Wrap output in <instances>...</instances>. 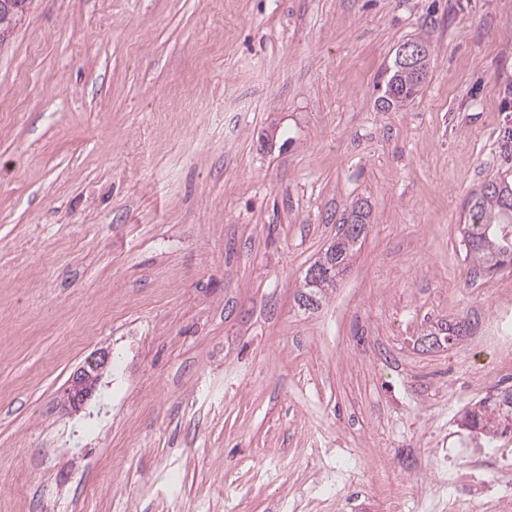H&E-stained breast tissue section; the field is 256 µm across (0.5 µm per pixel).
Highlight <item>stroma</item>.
Returning <instances> with one entry per match:
<instances>
[{
	"label": "stroma",
	"mask_w": 512,
	"mask_h": 512,
	"mask_svg": "<svg viewBox=\"0 0 512 512\" xmlns=\"http://www.w3.org/2000/svg\"><path fill=\"white\" fill-rule=\"evenodd\" d=\"M430 44L398 108L374 86ZM512 181V0H35L0 50V512H448L512 504L454 401L512 269L461 226ZM369 229L318 307L307 268ZM476 320L452 348L419 339ZM94 396L66 412L85 360ZM450 449L441 459L440 449ZM109 354L100 353L82 366L72 377L66 389L68 405L77 410L92 396L98 383L100 372L107 367ZM91 366V369L89 368Z\"/></svg>",
	"instance_id": "35a3bbf8"
}]
</instances>
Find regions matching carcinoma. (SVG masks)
I'll return each instance as SVG.
<instances>
[{
	"label": "carcinoma",
	"instance_id": "1",
	"mask_svg": "<svg viewBox=\"0 0 512 512\" xmlns=\"http://www.w3.org/2000/svg\"><path fill=\"white\" fill-rule=\"evenodd\" d=\"M414 70L393 66L379 86V101L385 108L400 106L412 99L417 91L413 84ZM512 198V185L497 179L487 181L479 194L471 199L469 224L465 225L466 257L473 262L472 269L485 272L512 267V235L505 231L512 227V207L506 200ZM369 211L365 205L352 206L348 217L342 221L341 235L325 251L323 276L319 281H304V305L312 306L321 300L325 291L335 287L336 277L344 271L361 234L352 231L357 225L366 226ZM464 424L479 431L489 442L512 433V385L500 389L493 396H486L464 412Z\"/></svg>",
	"mask_w": 512,
	"mask_h": 512
}]
</instances>
